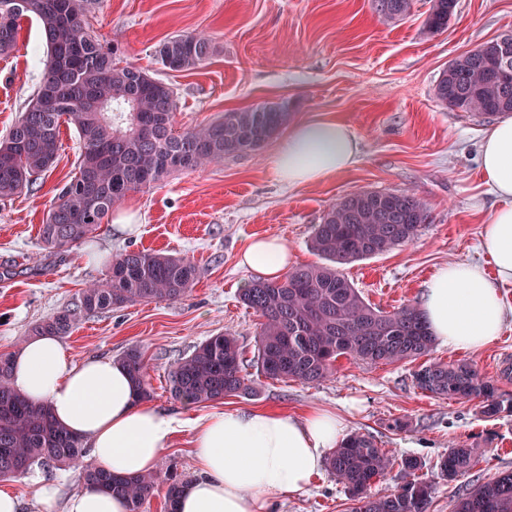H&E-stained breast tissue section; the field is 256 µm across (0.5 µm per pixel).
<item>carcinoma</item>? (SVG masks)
Segmentation results:
<instances>
[{"label":"carcinoma","mask_w":512,"mask_h":512,"mask_svg":"<svg viewBox=\"0 0 512 512\" xmlns=\"http://www.w3.org/2000/svg\"><path fill=\"white\" fill-rule=\"evenodd\" d=\"M457 0H431L425 28L448 27ZM414 0H372L375 13L396 21L411 13ZM88 0H0V55L16 46L19 21L30 13L47 48L46 71L37 93L8 133L0 138V199L37 181L53 166L60 128L78 134L77 172L60 190L40 227L42 242L64 248L95 233L128 193L143 190L182 171L196 170L229 155L252 152L288 122V106L224 112L216 120L176 131V103L170 86L133 65H118L87 23ZM202 33L179 35L157 51L158 62L175 72L191 70L211 53ZM451 109L497 115L512 112V53L495 40L448 63L435 87ZM424 205L410 193L357 192L336 201L316 225L312 248L324 262L300 265L277 281H255L241 302L260 317L257 355L248 373L237 338L210 336L170 370L171 396L200 404L226 396L253 395L261 378L319 383L340 356L375 365L415 361L430 354L435 338L416 306L382 311L367 303L342 266L382 254L413 240L428 222ZM196 266L185 257L146 250L112 257L107 278L63 309L36 324L30 335L68 334L82 314L109 311L132 302L179 300L194 285ZM120 361L129 370L140 402L153 392L140 352ZM11 355H0V480L43 469L73 468L85 485L123 496L128 512H142L146 500L167 484L168 512L183 482L173 476H114L85 461L82 440L55 422L50 409L10 385ZM415 386L433 397L476 401L486 417L512 412V400L497 394L494 381L466 360H427L413 373ZM480 449L460 444L437 463L452 480L473 469ZM351 502L349 512H428L434 488L419 477L422 461H401V483L373 496L368 489L385 477L392 457L369 433L347 436L327 462ZM454 512H512V470H503L458 498Z\"/></svg>","instance_id":"cac0c4a2"}]
</instances>
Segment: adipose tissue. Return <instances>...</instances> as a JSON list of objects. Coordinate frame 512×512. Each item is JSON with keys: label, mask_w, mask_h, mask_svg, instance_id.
<instances>
[{"label": "adipose tissue", "mask_w": 512, "mask_h": 512, "mask_svg": "<svg viewBox=\"0 0 512 512\" xmlns=\"http://www.w3.org/2000/svg\"><path fill=\"white\" fill-rule=\"evenodd\" d=\"M360 145L352 129L332 117L296 124L270 160L277 179L292 186L321 183L352 168ZM483 183L496 199L481 233V248L496 275L453 262L426 282L418 309L432 334L451 349L477 351L502 333L508 313L499 284L512 282V116L499 119L481 144ZM294 262L278 238L252 239L241 265L267 281ZM11 383L30 400L48 403L53 417L78 436L90 464L118 476L155 471L180 420L137 402L128 370L109 357L76 360L63 340L43 334L12 354ZM194 476L177 512H263L277 494H300L346 434L335 414L314 410L296 418L264 409H219L192 424ZM40 512H126L120 496L82 487L62 494L57 481H36Z\"/></svg>", "instance_id": "ef3b65f1"}]
</instances>
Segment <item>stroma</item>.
<instances>
[{"label": "stroma", "instance_id": "stroma-1", "mask_svg": "<svg viewBox=\"0 0 512 512\" xmlns=\"http://www.w3.org/2000/svg\"><path fill=\"white\" fill-rule=\"evenodd\" d=\"M429 0L412 13L384 22L371 0H93L88 23L117 62L145 69L175 93L177 128L210 123L225 111L287 105L289 124L333 116L360 141L356 165L335 179L301 187L280 182L269 159L287 130L256 151L176 173L153 187L129 193L113 216H132L137 235L121 238L102 224L87 243L46 247L40 226L70 180L78 154L73 126L62 125L55 165L36 183L0 200V354L56 312L73 307L81 289L106 278L113 254L154 250L193 261L199 277L176 301L132 303L82 315L65 336L79 360L119 359L137 348L148 366L151 406L175 414L183 425L162 456L158 474L192 475V421L218 408L269 409L300 417L322 409L342 416L348 432L374 435L394 463L371 494L400 483L402 457L421 459L422 478L435 487L430 512H454L463 493L512 469V413L484 417L477 402L422 393L413 382L417 362L370 365L339 357L318 384L264 381L256 394L185 405L172 398V367L206 338L230 333L253 356L259 318L239 300L257 275L238 255L258 235L283 239L299 263L318 257L310 249L316 224L336 201L361 190L411 192L429 219L412 242L346 266L363 298L390 311L418 303L437 267L466 262L493 273L480 248V233L493 197L483 185L479 146L493 117L458 112L435 97L449 61L485 42L512 35V0H457L446 31L424 26ZM203 32L214 51L197 68L172 72L156 52L178 35ZM46 47L34 16L20 20L15 49L0 55V136L24 112L44 75ZM91 247L96 259L83 255ZM431 359L466 360L497 382L512 399V318L499 339L477 352L435 345ZM403 429H393V420ZM478 443L482 457L469 472L449 480L437 468L459 444ZM343 486L320 470L299 495L273 497L266 512H346Z\"/></svg>", "mask_w": 512, "mask_h": 512}]
</instances>
